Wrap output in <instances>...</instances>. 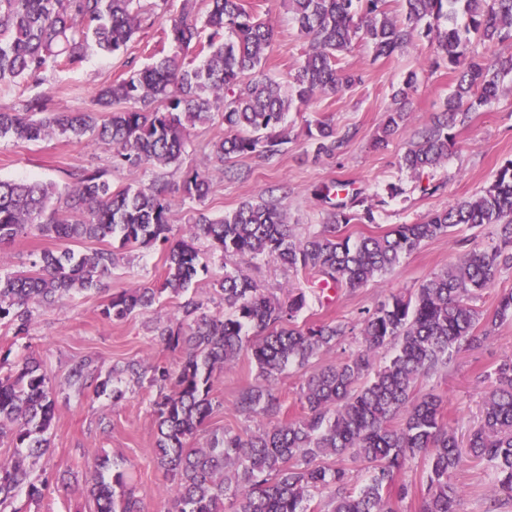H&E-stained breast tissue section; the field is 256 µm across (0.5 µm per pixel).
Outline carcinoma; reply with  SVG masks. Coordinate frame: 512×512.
<instances>
[{"label": "carcinoma", "mask_w": 512, "mask_h": 512, "mask_svg": "<svg viewBox=\"0 0 512 512\" xmlns=\"http://www.w3.org/2000/svg\"><path fill=\"white\" fill-rule=\"evenodd\" d=\"M0 0V91L21 81L38 86L50 66L77 68L89 56L115 54L146 29L160 31L150 51L152 63L96 90L92 107L55 111L47 93L29 98L23 111L0 110V138L43 140L55 133L80 139L89 134L111 153L112 167L134 175L114 188L107 171L83 168L63 189L53 182L0 180V245L34 229L60 243L56 250H32L23 268L0 272V324L26 336L35 312L63 297L100 286L120 261L118 249L158 246L165 253L163 276L152 287L122 290L101 309L108 321H121L150 309L164 293L184 295L206 268L194 241L204 237L224 257L250 263L269 257L293 273L319 277L326 287L366 286L415 251L422 242L451 235L464 225L494 227L497 241L477 243L447 269L427 279L410 297L392 295L359 321V348L314 368L300 388L303 414L288 417L275 389L289 365L305 368L324 350L347 337L343 323L301 325L307 305L300 288L285 286L270 296L242 268L224 270L216 292L224 313H211L189 297L173 317L156 328L166 348L180 353L176 369L131 361L102 375L87 359L74 365L66 382L77 388L95 382L94 391L117 403L124 391L118 374L139 378L147 371L167 392L154 401L159 468L171 479V512H398L411 488L397 481L406 463H425V490L418 512H460L464 490L452 481L471 459L489 465L494 487L512 495V355L485 375L479 423L459 442L443 420V401L419 393L422 380L448 368L453 353L478 348L512 319V291L493 310L477 307L482 292L501 271L512 268V159L505 160L490 185L468 200L436 211L419 224H397L382 234L356 240L340 233L353 221L374 223L371 208L347 183L319 189L329 223L304 237L288 224L279 200L262 196L213 219L203 208L212 190L209 175L192 171L181 183L183 197L197 205L188 235L175 238L166 185L144 184L149 170H179L191 146L189 128L219 115L229 135L213 144L219 165L232 157L270 160L280 152L285 112L319 93H336L357 81L338 68L339 58L357 43L386 59L417 41L435 36L437 57L455 73L446 108L418 134L400 158L413 174L448 159L453 129L471 112L492 106L501 78L512 73V55L494 48L512 45V0H401L391 14L390 0H288L298 30L308 40L305 58L289 74V92L265 69L275 39L273 26L243 0ZM466 16L460 26L457 15ZM208 31L206 38L200 30ZM483 46L478 52L476 46ZM418 83L410 71L394 95L379 141L393 135L406 118V105ZM313 154L333 155L344 139L326 120L308 130ZM119 241V248L85 247ZM392 355L378 364L377 353ZM248 348L261 383L241 390L238 412L264 416L270 423L254 433L212 434L205 446L190 440L213 413L215 374ZM55 411L50 378L32 356L0 374V440L13 454L0 458V508L27 490L41 496L33 464L49 450ZM351 454L367 473L358 488L339 464ZM97 477L86 489L90 512H142L116 461L95 464ZM327 493L324 504L314 494Z\"/></svg>", "instance_id": "1"}]
</instances>
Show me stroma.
<instances>
[{"instance_id": "obj_1", "label": "stroma", "mask_w": 512, "mask_h": 512, "mask_svg": "<svg viewBox=\"0 0 512 512\" xmlns=\"http://www.w3.org/2000/svg\"><path fill=\"white\" fill-rule=\"evenodd\" d=\"M258 5L260 15L276 31L267 68L280 82H287L304 59L306 43L282 0H245ZM156 32L142 33L124 52L93 55L80 67L48 71L42 87L18 84L0 93V108H21L37 90L50 92L56 111H83L91 106L97 88L126 76L130 67L147 64L143 51L155 41ZM434 46L423 40L388 59H374L369 46L361 44L344 56L342 69L357 72L362 81L339 93L317 95L309 104L293 107L282 127L288 141L272 162L257 157H237L218 167L212 145L223 138L221 120L196 127L190 132L192 145L183 161L185 169L209 173L213 189L205 202L216 218L238 208L242 202L262 192L285 188L281 202L288 222L303 236L326 223L328 208L317 196L318 189L336 181H346L358 190L375 216L371 224H350L345 234L382 233L396 224H417L429 214L453 202L468 199L487 187L500 164L512 159V74L505 77L499 100L473 112L469 121L455 129V144L447 160L434 169L414 174L400 165V158L443 111L455 80L446 67H434ZM417 72L418 89L408 106V118L386 143L378 138L387 112L394 107L393 95L408 72ZM329 120L337 133L350 138L333 157L315 158L306 136L309 123ZM108 170L113 186L130 183L127 172L112 169L110 154L92 137L79 140L54 135L38 142L0 140V179H36L66 186L69 174L78 168ZM472 238L478 244L494 242L493 228L479 231L461 226L454 239L429 240L413 253L402 257L391 270L368 285L349 291L343 288L320 291L316 278L293 274L271 258L247 264L246 270L268 293L279 294L293 285L306 292L308 306L300 323L356 322L362 311L392 295H413L420 285L452 264L460 250V239ZM202 262L208 269L195 278L190 293L210 311L221 308L214 291L225 268L235 267V259H224L209 240H196ZM165 263V254L156 247H129L119 265L102 279L98 290L81 292L54 305L39 308L28 336H13L0 327V356L18 360L37 357L55 389V418L50 430V449L34 466V474L46 485L43 497L34 499L20 493L14 502L17 512H89L83 493L94 477L96 460L117 458L135 490L143 512H168L171 481L153 457L155 417L152 402L158 388L149 379H122L125 397L120 402L96 395L93 389L68 387L70 368L80 360H92L108 372L129 361L176 367L178 353L162 344L155 334L158 324L167 322L180 303L179 298L163 295L149 310L137 312L122 321L103 319L101 310L112 293L156 284ZM512 355V320L504 322L481 347L455 354L448 370L426 378L420 390L434 393L444 401V417L459 439H466L476 424L488 389L481 381L504 356ZM257 367L250 351L217 374L213 397L216 402L206 428L192 441L201 447L210 434L222 431L246 434L265 426L266 418L248 417L234 408L237 393L256 384ZM465 490L462 512H485L492 492L491 471L487 465L468 462L453 476Z\"/></svg>"}]
</instances>
